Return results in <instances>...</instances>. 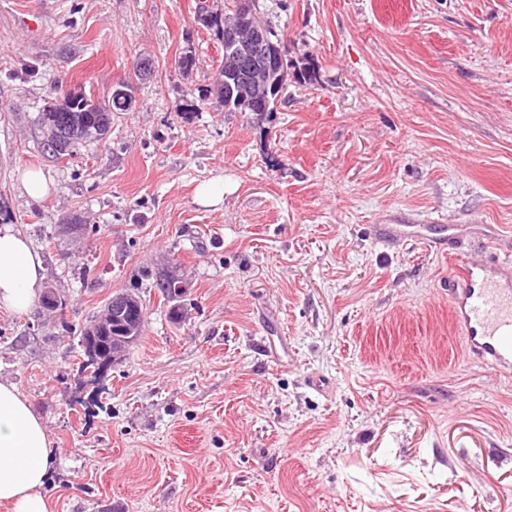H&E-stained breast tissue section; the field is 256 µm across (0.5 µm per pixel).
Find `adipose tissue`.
I'll list each match as a JSON object with an SVG mask.
<instances>
[{"label":"adipose tissue","instance_id":"1","mask_svg":"<svg viewBox=\"0 0 512 512\" xmlns=\"http://www.w3.org/2000/svg\"><path fill=\"white\" fill-rule=\"evenodd\" d=\"M43 260L15 225H0V309L26 312L39 298ZM52 443L42 419L11 382L0 381V503L12 512H50L42 494Z\"/></svg>","mask_w":512,"mask_h":512}]
</instances>
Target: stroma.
<instances>
[{
    "label": "stroma",
    "mask_w": 512,
    "mask_h": 512,
    "mask_svg": "<svg viewBox=\"0 0 512 512\" xmlns=\"http://www.w3.org/2000/svg\"><path fill=\"white\" fill-rule=\"evenodd\" d=\"M198 3L0 0V224L62 301L0 311V380L49 432L51 512H512V375L452 323L457 256L372 235L400 210L512 253V0H253L319 73L264 114L210 99L224 45ZM121 82L136 103L104 139L41 152L54 86ZM119 293L143 335L87 382L80 330ZM20 187L24 194L33 201H40L52 192V184L40 170H26L20 179ZM156 281L157 288H159L162 296L168 302H173L174 300L179 299L180 297L178 294L183 296V294H185L187 291V288H185L184 284H180L182 281L179 279V277L171 271L159 274ZM178 286L179 288H177ZM175 288L176 292H174Z\"/></svg>",
    "instance_id": "obj_1"
}]
</instances>
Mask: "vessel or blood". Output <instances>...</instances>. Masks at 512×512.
Listing matches in <instances>:
<instances>
[{
  "label": "vessel or blood",
  "instance_id": "1",
  "mask_svg": "<svg viewBox=\"0 0 512 512\" xmlns=\"http://www.w3.org/2000/svg\"><path fill=\"white\" fill-rule=\"evenodd\" d=\"M378 242L417 238L441 253L461 248L464 239L455 227L441 225L431 232L426 224H405L395 215L373 225ZM448 300L455 325L468 350L496 373H512V255L472 258L459 265L448 279Z\"/></svg>",
  "mask_w": 512,
  "mask_h": 512
}]
</instances>
